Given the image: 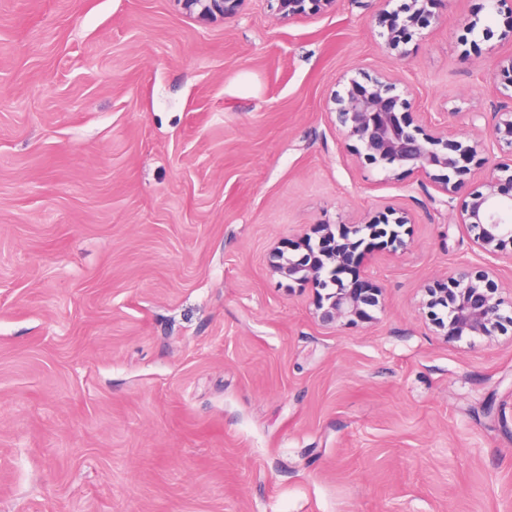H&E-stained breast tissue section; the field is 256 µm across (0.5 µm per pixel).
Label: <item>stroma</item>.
Instances as JSON below:
<instances>
[{"label": "stroma", "instance_id": "35a3bbf8", "mask_svg": "<svg viewBox=\"0 0 512 512\" xmlns=\"http://www.w3.org/2000/svg\"><path fill=\"white\" fill-rule=\"evenodd\" d=\"M504 20L449 0L403 59L358 0H0V512H512V338L419 308L468 197L385 182L326 109L363 65L468 135ZM388 204L384 310L322 327L271 249ZM184 9L203 23L225 16L234 15L244 0H179ZM275 12L282 20H289L290 17L312 13L320 14L335 6V0H275Z\"/></svg>", "mask_w": 512, "mask_h": 512}]
</instances>
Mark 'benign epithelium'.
I'll return each mask as SVG.
<instances>
[{"instance_id":"7a95c632","label":"benign epithelium","mask_w":512,"mask_h":512,"mask_svg":"<svg viewBox=\"0 0 512 512\" xmlns=\"http://www.w3.org/2000/svg\"><path fill=\"white\" fill-rule=\"evenodd\" d=\"M184 9L203 23L234 15L243 0H180ZM391 0H367L364 7L375 9L385 47L407 57L403 45L407 36L428 27L439 16L434 9L443 0H407L401 13L387 10ZM275 12L282 20L328 11L336 0H275ZM497 69L508 74V81L497 88V104L485 130L499 150L507 154L499 160L484 156L485 140L479 136L465 141L451 139L443 123L423 125L414 115L408 89L399 79L366 67L343 72L336 80L328 100L331 122L345 148L356 158L386 173V179L416 178L421 188L426 183L440 185L452 206L454 197L467 191L472 167L487 169L483 190L469 193L460 214L461 224L470 235L474 250L460 258L446 281L427 287L424 302L426 318L437 334L448 343L465 337L505 335L512 329V289L503 295L497 273L489 259L512 263V55L498 60ZM410 223L406 213L386 206L377 215L359 224L339 226L340 236L330 224H315L312 233L319 241L318 253L270 254L272 270L304 288L314 289L332 283L325 294L315 293L314 314L321 326L331 328L370 321L367 312L383 307L382 289L360 279L344 283L345 273L361 241L350 235L362 232L371 239H384L381 247L395 252L405 245L403 227Z\"/></svg>"}]
</instances>
